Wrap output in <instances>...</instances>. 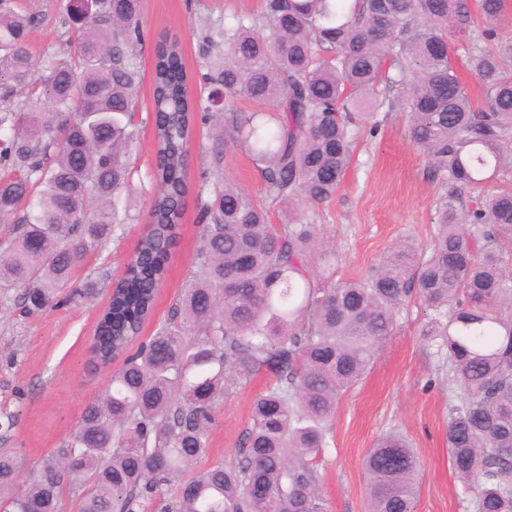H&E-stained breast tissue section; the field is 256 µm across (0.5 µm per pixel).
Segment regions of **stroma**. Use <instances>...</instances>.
Here are the masks:
<instances>
[{
    "instance_id": "stroma-1",
    "label": "stroma",
    "mask_w": 512,
    "mask_h": 512,
    "mask_svg": "<svg viewBox=\"0 0 512 512\" xmlns=\"http://www.w3.org/2000/svg\"><path fill=\"white\" fill-rule=\"evenodd\" d=\"M37 15L27 50L36 66L73 56L72 31L64 23L66 0H16ZM262 0H144L142 24L148 37L141 50V82L136 119L140 142L130 158L138 194L120 197L115 209L123 222L102 248L88 252L72 273L76 285L92 284L91 294L61 291L42 310H22L21 292L0 297V414L15 425L0 431V452L17 455L21 474L39 467L76 431L86 404L105 390L119 362L105 368L88 361L87 345L112 286L124 274L138 240L150 223V168L153 114L151 89L155 45L179 39L191 95H198L199 43L196 33L213 21L259 13ZM378 126L355 135L348 170L335 196L316 209V221L334 241L329 254H312L314 273L329 270L338 282L366 278L391 246L401 241L425 251L432 243L442 179L429 166L408 133L409 114L402 106L377 111ZM212 127H197L190 143L188 192L179 236L166 260L167 274L151 318L140 337L148 339L168 319L187 282L196 272L202 245L201 200L204 175L212 158L199 150L212 141ZM223 174L252 195L263 181L250 159L235 148L224 151ZM432 311L416 297L399 306L392 335L357 385L339 399L327 433L328 446L316 460L319 489L329 512H366L363 461L382 433L395 429L413 445L421 463L415 512H471L472 493L452 468L446 436L448 409L457 389L448 361L421 336ZM267 374L249 384H229L209 436V453L195 468L203 470L228 459L242 443L251 423V405L268 383Z\"/></svg>"
}]
</instances>
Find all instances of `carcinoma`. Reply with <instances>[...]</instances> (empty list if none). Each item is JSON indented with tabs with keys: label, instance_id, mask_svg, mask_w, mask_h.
Masks as SVG:
<instances>
[{
	"label": "carcinoma",
	"instance_id": "cac0c4a2",
	"mask_svg": "<svg viewBox=\"0 0 512 512\" xmlns=\"http://www.w3.org/2000/svg\"><path fill=\"white\" fill-rule=\"evenodd\" d=\"M142 0L66 8L78 65L59 60L33 78L28 33L38 17L0 0V286L31 309L66 285L77 263L119 224L114 202L131 191L130 156L140 75ZM485 21L505 0H481ZM474 26L469 0H263L259 14L217 20L199 35L204 94L194 99L176 39L158 44L151 224L116 282L91 362L123 365L85 407L72 439L19 481L0 453V506L61 512H327L314 460L339 397L362 380L412 294L434 311L421 335L446 351L458 386L447 440L453 469L473 489V512H512V192L487 196L466 221L454 202L512 166V40L472 57L485 86L474 107L455 66V40ZM410 113L409 134L446 188L429 253L396 244L363 280L309 271L330 247L300 203L319 205L350 164L352 128L374 116L381 89ZM29 92L31 107L10 101ZM241 95L256 111L237 112ZM261 171L258 201L221 172L202 202L199 273L170 319L146 341L143 324L178 237L194 125ZM287 224L269 222L270 205ZM271 380L254 400L234 456L187 480L209 453L208 432L226 380ZM368 512H414L420 462L405 437L383 435L365 458Z\"/></svg>",
	"mask_w": 512,
	"mask_h": 512
}]
</instances>
